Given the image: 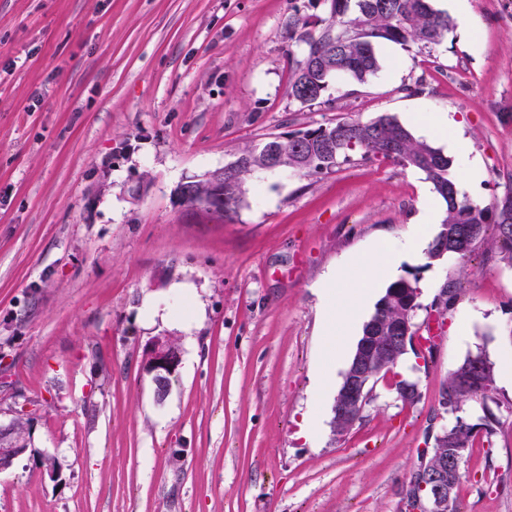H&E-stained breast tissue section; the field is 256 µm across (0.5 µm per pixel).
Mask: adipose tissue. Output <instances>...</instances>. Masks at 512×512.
Segmentation results:
<instances>
[{"label": "adipose tissue", "instance_id": "adipose-tissue-1", "mask_svg": "<svg viewBox=\"0 0 512 512\" xmlns=\"http://www.w3.org/2000/svg\"><path fill=\"white\" fill-rule=\"evenodd\" d=\"M417 120L427 135L447 138L449 150L461 165L464 180L479 179L480 170L470 158L467 141L459 134L448 130L447 113L421 112L418 113ZM435 221L432 203H425L418 223L409 225L402 239L381 242L373 249L371 261H357L353 271H346L342 267L335 268L322 278L318 288L324 336L320 387H327L331 383V367L337 360L354 321L373 292L375 278L383 279L391 274L397 252L421 248L428 239Z\"/></svg>", "mask_w": 512, "mask_h": 512}]
</instances>
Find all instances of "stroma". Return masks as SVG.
Returning a JSON list of instances; mask_svg holds the SVG:
<instances>
[{
  "label": "stroma",
  "instance_id": "1",
  "mask_svg": "<svg viewBox=\"0 0 512 512\" xmlns=\"http://www.w3.org/2000/svg\"><path fill=\"white\" fill-rule=\"evenodd\" d=\"M471 6L473 29L380 45L376 76L304 107L287 24L323 17L321 0H0V422L29 418L31 437L0 471V512H405L442 382L512 348V266L482 245L399 259L396 276L422 271L418 321L462 284L432 355L397 368L422 397L379 380L340 436L327 396L309 443L315 285L417 222L430 184L355 154L328 175L254 174L231 222L177 192L271 135L445 112L483 170L469 196L491 203L512 177V0ZM149 299L173 317L147 320ZM158 336L181 353L161 398L145 370ZM458 497L512 512V416L469 449Z\"/></svg>",
  "mask_w": 512,
  "mask_h": 512
}]
</instances>
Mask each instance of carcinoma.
Instances as JSON below:
<instances>
[{
	"mask_svg": "<svg viewBox=\"0 0 512 512\" xmlns=\"http://www.w3.org/2000/svg\"><path fill=\"white\" fill-rule=\"evenodd\" d=\"M325 16L308 30L310 22L301 17L288 20V91L302 105L330 104L323 100L331 78L348 77L360 84L375 76L380 69L377 47L385 42L414 44L429 48L441 44L453 28L452 18L440 12L431 0H323ZM301 59H295V54ZM317 135L312 154L298 158L288 150V162H301L302 174H327L350 153L362 152L369 160H392L425 175L433 190L446 204L440 231L426 253L428 263L442 259L443 239L463 226L477 227L464 258L475 247L491 242L488 255L512 266V185L505 186L502 196L482 206L461 191L450 174L451 161L430 142L418 139L394 115H380L370 121L343 120L327 126L305 130ZM266 143L248 147L239 155L244 164L224 174V211L222 220L232 221L244 202L245 184L254 173L266 170ZM419 279L401 278L392 282L376 302L374 311L362 329L364 336L409 335V340L422 337V325L415 322L414 309L421 308ZM469 375L488 379L491 385L481 390L465 391L459 378ZM495 371L483 353L468 356L448 373L440 389L439 405H448L454 416L448 429L435 436L433 454L425 468L437 469L451 454L465 456L478 436L493 435L500 424L490 405L500 407L495 396ZM472 403L483 410V424L473 423L460 415Z\"/></svg>",
	"mask_w": 512,
	"mask_h": 512,
	"instance_id": "obj_1",
	"label": "carcinoma"
}]
</instances>
